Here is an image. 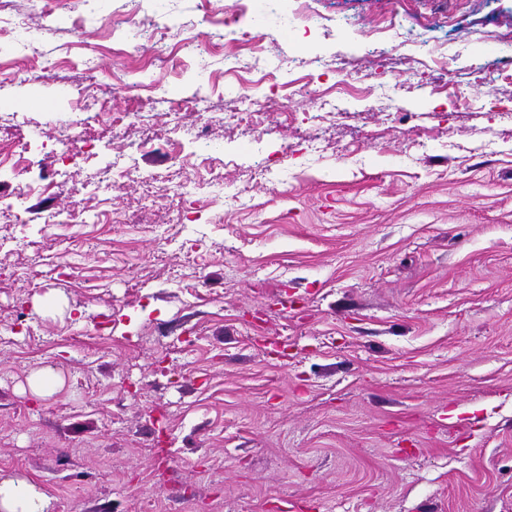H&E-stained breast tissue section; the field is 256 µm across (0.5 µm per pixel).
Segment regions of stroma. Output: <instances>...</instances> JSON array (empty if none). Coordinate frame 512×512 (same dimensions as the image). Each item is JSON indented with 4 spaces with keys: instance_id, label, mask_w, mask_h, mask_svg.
<instances>
[{
    "instance_id": "obj_1",
    "label": "stroma",
    "mask_w": 512,
    "mask_h": 512,
    "mask_svg": "<svg viewBox=\"0 0 512 512\" xmlns=\"http://www.w3.org/2000/svg\"><path fill=\"white\" fill-rule=\"evenodd\" d=\"M164 4L0 12V476L51 512H512V0H307L257 106L207 51L241 0ZM65 130L105 150L49 189Z\"/></svg>"
}]
</instances>
